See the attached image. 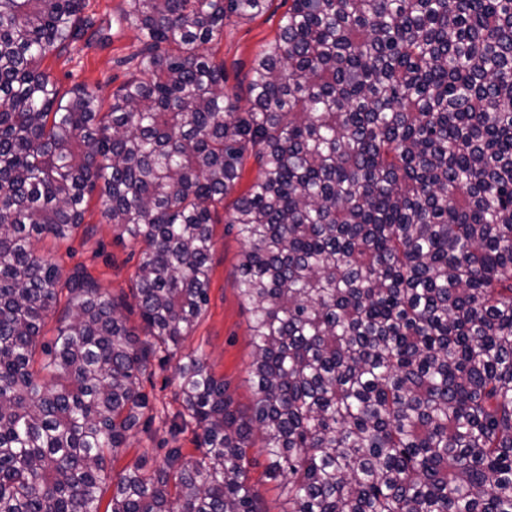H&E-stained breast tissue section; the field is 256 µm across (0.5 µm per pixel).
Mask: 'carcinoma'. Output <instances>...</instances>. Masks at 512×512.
<instances>
[{"label": "carcinoma", "instance_id": "cac0c4a2", "mask_svg": "<svg viewBox=\"0 0 512 512\" xmlns=\"http://www.w3.org/2000/svg\"><path fill=\"white\" fill-rule=\"evenodd\" d=\"M86 0H0V512H512V0H291L247 107L208 44L273 0H123L141 48L108 93L38 70ZM245 249L249 412L183 352L214 213ZM98 193L141 244V333L36 255ZM64 305L53 338L45 319ZM176 361L199 456L112 463ZM258 447L259 444L249 451L250 457L256 460L254 462L256 465L249 469L248 481L253 491L257 494L263 510L266 512H279L281 510V501L278 490L275 488V483L268 480L264 475L267 461L265 455L261 452V448Z\"/></svg>", "mask_w": 512, "mask_h": 512}]
</instances>
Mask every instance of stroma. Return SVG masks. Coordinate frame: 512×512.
<instances>
[{
    "label": "stroma",
    "mask_w": 512,
    "mask_h": 512,
    "mask_svg": "<svg viewBox=\"0 0 512 512\" xmlns=\"http://www.w3.org/2000/svg\"><path fill=\"white\" fill-rule=\"evenodd\" d=\"M122 0H88L84 14L94 22L96 31L107 35V44L84 39L66 51L48 53L39 63L41 71L50 75L60 91L83 85L96 89L110 82H121L124 72L117 59L135 53L140 43L131 28L118 25L116 19ZM288 10L286 0H274L270 10L250 21L231 20L224 27V36L211 51L215 61L224 65L226 89L232 94H244L247 75L255 58L279 33L280 21ZM259 176L255 162H247L241 177L219 208L220 224L213 227L214 250L211 260L209 302L199 321L186 337L184 351L202 352L216 377L229 385L236 406L248 408L253 399L249 380L252 361L250 313L237 290V268L244 243L225 224L236 199L246 193ZM141 246L130 238H117L111 224L102 214L97 196H90L84 221L75 237L50 249L48 243L36 246L37 255H48L58 263L63 276L80 273L99 285L102 291L124 300L127 324L139 328L134 273ZM151 375L143 382L154 408L165 409L175 416L181 409L178 380L174 363L152 364ZM168 427L153 420L145 430L130 440V445L114 463L122 469L136 461L155 464L161 458L160 443L168 438Z\"/></svg>",
    "instance_id": "1"
}]
</instances>
